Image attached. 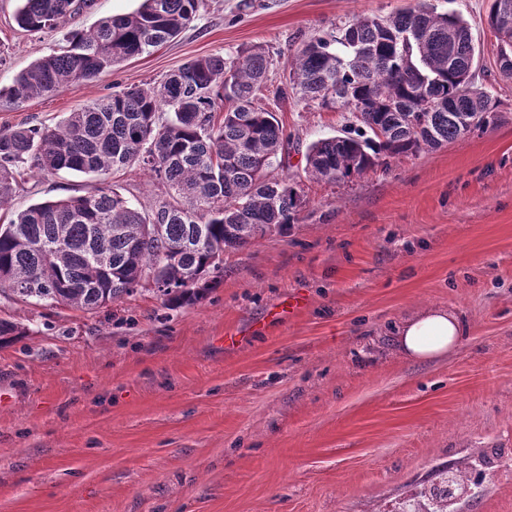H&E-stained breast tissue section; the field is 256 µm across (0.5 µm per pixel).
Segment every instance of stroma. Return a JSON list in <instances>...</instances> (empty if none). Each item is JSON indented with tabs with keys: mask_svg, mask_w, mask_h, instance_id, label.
I'll return each mask as SVG.
<instances>
[{
	"mask_svg": "<svg viewBox=\"0 0 512 512\" xmlns=\"http://www.w3.org/2000/svg\"><path fill=\"white\" fill-rule=\"evenodd\" d=\"M417 0H205L173 41L112 72L16 106L0 128L48 127L189 60L260 45L274 64L263 104L295 144L341 134L345 111L275 96L303 40ZM470 24L475 75L501 103L494 128L391 162L344 184L304 182L298 223L224 257L195 305L142 291L85 313L0 296L28 336L0 349V512H395L435 466L482 448L512 453V80L496 72L489 0H427ZM0 0V86L66 44L26 32ZM61 171L20 185L0 222L84 194ZM137 208L162 188L110 176ZM306 306L280 322L276 308ZM429 307L466 326L457 349L414 360L395 327ZM235 344H225L226 333ZM463 512H512V470H488Z\"/></svg>",
	"mask_w": 512,
	"mask_h": 512,
	"instance_id": "stroma-1",
	"label": "stroma"
}]
</instances>
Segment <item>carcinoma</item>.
<instances>
[{"label":"carcinoma","instance_id":"obj_1","mask_svg":"<svg viewBox=\"0 0 512 512\" xmlns=\"http://www.w3.org/2000/svg\"><path fill=\"white\" fill-rule=\"evenodd\" d=\"M20 2L17 25L39 32L89 12L94 0ZM203 3L142 0L133 12L70 31L68 50L32 63L0 98L20 106L93 80L175 38ZM487 24L497 35L499 75L511 80L512 0H490ZM476 57L468 22L424 3L304 40L276 97L354 119L348 131L306 148V177L344 182L497 125L501 102L475 85ZM269 68L261 46L232 59L202 56L157 85L93 101L53 128L0 129V208L18 183L61 170L107 177L135 167L167 187L149 211L93 186L0 224V296L93 313L143 290L148 274L164 303L190 306L222 276L225 254L296 223L306 204L301 181L286 170L271 175L290 135L260 103ZM26 335L0 319V347ZM467 468L459 460L437 470L438 480L408 498L403 512H416L419 499L425 512H448Z\"/></svg>","mask_w":512,"mask_h":512}]
</instances>
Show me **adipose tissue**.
<instances>
[{"mask_svg": "<svg viewBox=\"0 0 512 512\" xmlns=\"http://www.w3.org/2000/svg\"><path fill=\"white\" fill-rule=\"evenodd\" d=\"M464 337L459 319L444 308L414 314L396 330L394 344L405 356L429 360L458 346Z\"/></svg>", "mask_w": 512, "mask_h": 512, "instance_id": "adipose-tissue-1", "label": "adipose tissue"}]
</instances>
